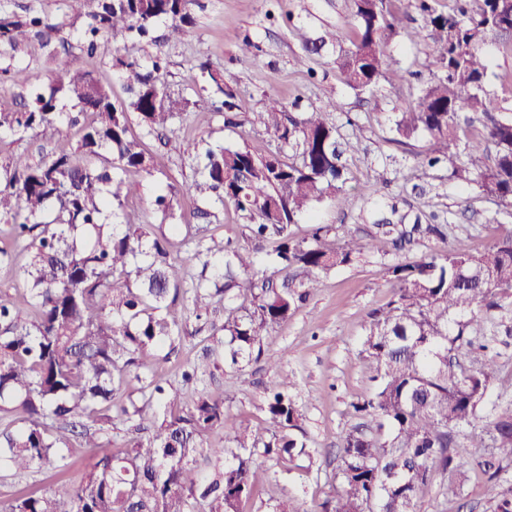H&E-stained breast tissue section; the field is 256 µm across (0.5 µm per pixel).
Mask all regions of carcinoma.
<instances>
[{
  "label": "carcinoma",
  "mask_w": 512,
  "mask_h": 512,
  "mask_svg": "<svg viewBox=\"0 0 512 512\" xmlns=\"http://www.w3.org/2000/svg\"><path fill=\"white\" fill-rule=\"evenodd\" d=\"M193 0H86L83 40L87 51L101 40L117 45L147 37L156 22H169L167 38L193 32ZM391 0H350L356 21L352 36L326 30L310 38L295 28L305 63L328 47L343 85L372 93L380 81L406 79L387 54L388 45L417 31H401ZM430 28L432 78L414 102L393 113L396 133L421 135V165L445 166L459 186L475 185L503 211H512V107L487 89V48L512 53V0H408ZM56 28L39 12L0 13V49H14ZM63 78L36 92L24 109L0 97V127L19 134L53 127L59 96L74 101L82 124L73 154L39 164L22 155L0 163V221L14 242L31 254L20 271L22 292L0 301V473L62 469L77 442L100 448V434L114 418L143 421L156 405L172 409L180 395L155 371L165 347L183 335L173 306L182 285L176 277L170 239L162 224L103 222L105 210L122 206L118 173H150L165 166L148 156L130 135V113L149 130L167 128L173 112L165 103L162 49L153 69L143 72L124 59L132 97L121 105L71 61L57 58ZM265 130L291 155H255L247 149L208 151L204 183L233 201L248 221L254 246L231 248L224 241L197 242L194 258L208 265L224 256V283L199 278L185 297L201 319L220 305L224 319L209 337L202 362L182 371L198 381L219 362L235 369L240 386L254 384L246 366L264 353V338L288 321L320 283V274L351 264L376 248L380 238L395 249L432 244L387 268L394 298L370 313L361 354L373 369L370 393L350 403L358 423L341 441L340 483L333 504L321 512H418L434 473L448 476L443 499L458 497L472 467L487 476L496 512H512V498L499 496L502 462L512 461V405L500 406L492 391L501 369L491 356L494 313L512 308V232L474 253L460 238L448 240V225L433 210H418L412 224L390 215L373 220L363 237L348 232L339 245L291 232L296 217L326 197L345 209L347 168L343 156L359 150L356 132L342 135L329 113L315 108L295 117L280 102L262 113ZM464 144L466 159L453 151ZM274 244L276 270L262 279L256 253ZM143 383L141 397L112 411L116 393L130 379ZM294 383L282 376L265 388L262 431L228 414L224 400L202 393L191 408L170 413L154 433L126 444L118 454L103 450L79 485L10 499L0 512H240L264 470L256 456L290 459L309 454L300 428ZM484 422L481 433L473 431ZM224 432V457L208 479L193 467L208 434ZM491 447L471 460L462 449Z\"/></svg>",
  "instance_id": "cac0c4a2"
}]
</instances>
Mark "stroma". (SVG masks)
Wrapping results in <instances>:
<instances>
[{"label": "stroma", "mask_w": 512, "mask_h": 512, "mask_svg": "<svg viewBox=\"0 0 512 512\" xmlns=\"http://www.w3.org/2000/svg\"><path fill=\"white\" fill-rule=\"evenodd\" d=\"M36 10L49 14L57 30L48 45L32 41L18 50L0 55V95L29 98L31 88L57 84L59 72L51 59L54 53L67 54L74 70L91 73L112 91L116 103L127 102L124 69L114 66L113 56L136 62L141 69H151L155 55H163V80L167 104L174 114V132H147L139 120H132L131 132L148 154L164 155L166 165L152 173L128 172L123 176V205L114 209L111 223L121 224L133 213L142 224H199L205 236L215 237L232 246L252 245L250 232L241 212L232 201L218 204L210 198L191 194L198 181V167L190 148L224 147L247 149L256 154L277 152L279 144L266 133L261 122L272 100L297 104L299 110L318 108L329 112L341 133L358 129L362 150L348 157L345 191L350 197L347 209L331 201L313 204L297 218L292 227L296 237H310L319 226H330L329 241L339 242L344 229L362 224L366 207L363 188L377 184L385 204H397L400 212H416L421 202L447 217L452 236L465 239L472 251L490 246L512 230V215L499 212L496 203L478 188H461L448 177L444 168L422 167L417 158L420 141L395 143L390 115L408 104L417 88L430 77L426 64L429 39L423 34L422 18L396 0L394 9L406 29L419 30L417 43L401 38L390 51L407 71L404 82H381L373 96L357 97L339 80L330 54L298 63L301 52L294 27L309 34L330 28L351 35L354 22L349 0H195L191 7L194 32L181 40L166 39V20L155 24L152 39H129L121 48L100 43L95 53H87L80 37L85 24L83 0H0L1 12L21 13ZM163 46H156V39ZM255 46L256 62L238 56L242 41ZM208 62L236 95L233 118H226L219 108V94L209 78L202 74L200 62ZM27 69L30 84L15 85L10 68ZM73 107L61 102V116L54 129L24 136L0 127V161L22 153L31 163L61 153L74 152L79 144V126L69 122ZM176 188L178 202L172 214L162 215L150 207L158 193ZM206 210L207 218L197 219L196 209ZM390 244L379 241L377 250L360 262L335 267L320 278L308 301L287 322L264 340L267 354L279 357L278 367L265 359L252 363L248 371L254 386L240 387L235 373L225 368L213 370L197 383L181 380L184 366L202 352L204 340L212 333L208 323L195 320L187 308L176 306L184 321L183 338L158 370L181 394L180 408L191 407L200 391L223 399L226 411L251 428L264 425L262 385L280 376H293L295 395L303 418L301 427L311 459L262 462L265 471L254 495L241 505L242 512H270L276 501L292 497L303 502L309 512L336 494V473L342 436L355 424L350 404L369 391L372 369L361 353V340L373 309L386 305L393 297V284L387 274L389 265L399 262ZM100 449L73 446L64 471L52 468L0 478V500L24 491H47L59 480L73 484L84 481ZM443 474H435L430 492L419 512H495L486 494V482L480 470L469 473L460 498L443 501Z\"/></svg>", "instance_id": "35a3bbf8"}]
</instances>
